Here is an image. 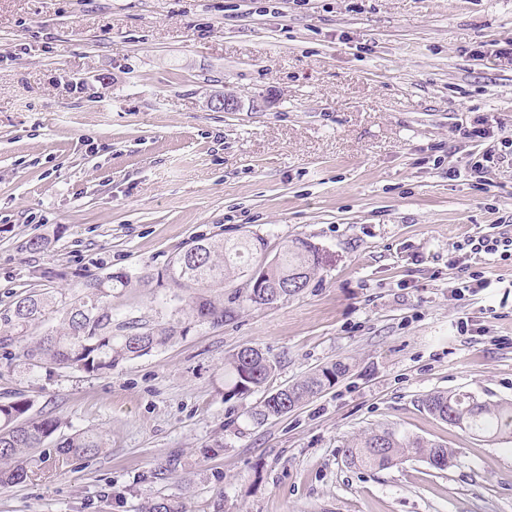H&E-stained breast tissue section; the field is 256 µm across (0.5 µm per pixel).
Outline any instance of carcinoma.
<instances>
[{"label":"carcinoma","instance_id":"carcinoma-1","mask_svg":"<svg viewBox=\"0 0 512 512\" xmlns=\"http://www.w3.org/2000/svg\"><path fill=\"white\" fill-rule=\"evenodd\" d=\"M264 248L265 243L259 237L229 241L203 238L177 255L160 280L176 288L199 289L185 300L189 316L213 325L230 322L236 317V308L224 305V300L208 295L205 289L231 279L251 280L253 261ZM317 267L315 249L304 240L294 239L262 274L260 287L244 289L243 298L253 306H262L294 297L301 289L283 288L281 284L300 274L308 284ZM77 278L68 299L59 300L43 292L14 302L9 312L0 317L3 328L0 345L26 335L29 328L49 315L58 321V327L21 347L16 357L31 365L48 362L95 373L160 349L179 334L178 326L171 323L112 327V290L129 287L128 275L79 274ZM227 369L230 376L227 395L247 396L267 383L275 366L260 348L244 346L228 360ZM346 371V365L336 361L301 381L276 389L250 410L249 418L261 424L281 417L335 384ZM421 406L440 420L476 436L512 439V401H480L466 392L436 391L426 395ZM29 409L30 404L24 399L0 403V489L28 478L27 453L41 447L58 430V420L30 417ZM103 447V435L94 431L75 433L57 443L58 453L65 456L90 457ZM344 456L347 464L374 471L409 459H421L431 466L441 459L440 469L445 470L453 466L455 451L387 428L354 440L345 448ZM142 512H187V507L183 501L168 497L147 501Z\"/></svg>","mask_w":512,"mask_h":512}]
</instances>
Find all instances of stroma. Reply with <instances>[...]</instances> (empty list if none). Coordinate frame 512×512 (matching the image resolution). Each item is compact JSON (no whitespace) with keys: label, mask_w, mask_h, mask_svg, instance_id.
I'll list each match as a JSON object with an SVG mask.
<instances>
[{"label":"stroma","mask_w":512,"mask_h":512,"mask_svg":"<svg viewBox=\"0 0 512 512\" xmlns=\"http://www.w3.org/2000/svg\"><path fill=\"white\" fill-rule=\"evenodd\" d=\"M491 41L512 45V0H0V314L69 294L78 272L125 273L113 322L183 328L91 375L0 348V402L60 422L0 512L167 496L189 512H512V442L420 405L512 399V262L479 260L474 294L452 264L454 243L512 214V151L463 136L480 118L512 131V58L480 55ZM226 93L241 111L211 108ZM245 236L311 244L308 288L214 326L158 284L195 239ZM246 345L275 363L271 391L350 371L256 425L261 393L225 394ZM382 428L453 448L454 466L347 465L348 442ZM87 430L105 448L58 456Z\"/></svg>","instance_id":"obj_1"}]
</instances>
